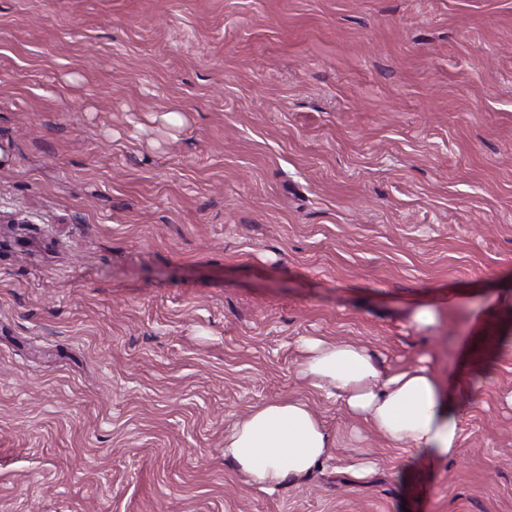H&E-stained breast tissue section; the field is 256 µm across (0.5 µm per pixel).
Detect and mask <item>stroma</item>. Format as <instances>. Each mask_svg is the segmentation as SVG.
Returning <instances> with one entry per match:
<instances>
[{
    "label": "stroma",
    "mask_w": 512,
    "mask_h": 512,
    "mask_svg": "<svg viewBox=\"0 0 512 512\" xmlns=\"http://www.w3.org/2000/svg\"><path fill=\"white\" fill-rule=\"evenodd\" d=\"M504 288L512 0H0V512H512ZM307 336L467 371L458 458L299 381ZM288 398L333 456L247 488L224 432Z\"/></svg>",
    "instance_id": "obj_1"
}]
</instances>
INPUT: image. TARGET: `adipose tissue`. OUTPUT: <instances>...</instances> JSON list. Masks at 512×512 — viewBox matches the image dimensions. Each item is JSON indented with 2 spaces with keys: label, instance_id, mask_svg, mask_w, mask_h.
Returning <instances> with one entry per match:
<instances>
[{
  "label": "adipose tissue",
  "instance_id": "1",
  "mask_svg": "<svg viewBox=\"0 0 512 512\" xmlns=\"http://www.w3.org/2000/svg\"><path fill=\"white\" fill-rule=\"evenodd\" d=\"M300 380L340 402L389 444L445 462L456 458L463 409L445 377L426 359L386 368L352 340L304 337ZM333 440L302 400L268 401L224 433V455L246 485L271 492L305 478L331 454Z\"/></svg>",
  "mask_w": 512,
  "mask_h": 512
}]
</instances>
